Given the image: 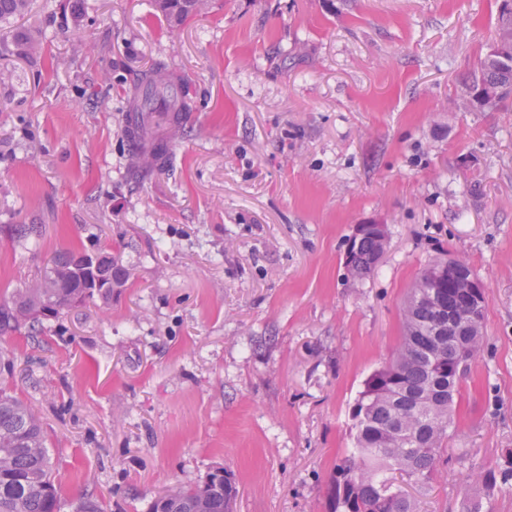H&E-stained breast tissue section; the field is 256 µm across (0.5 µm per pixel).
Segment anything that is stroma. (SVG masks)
Returning <instances> with one entry per match:
<instances>
[{
  "label": "stroma",
  "instance_id": "1",
  "mask_svg": "<svg viewBox=\"0 0 512 512\" xmlns=\"http://www.w3.org/2000/svg\"><path fill=\"white\" fill-rule=\"evenodd\" d=\"M497 7L211 0L172 28L154 0H31L0 21V298L62 250L108 248L131 274L110 303L0 336V389L41 419L58 512H150L218 470L235 512H331L349 409L444 253L485 286L484 342L447 466L409 491L461 512L463 476L512 451V109L462 107ZM157 64L185 109L137 181L126 105ZM364 222L389 247L358 278ZM367 235H372L378 241H380L383 245L387 244V231L386 227L383 224H378L375 222H366L363 224H358L354 234L351 236L347 243L346 253H345V263L348 269H352L355 264V254L359 247V244ZM376 254L373 248V244L370 238L366 237L362 241L360 248L358 250L356 256V267L355 273L358 277L368 276L370 275L376 267L379 265L380 261L376 263Z\"/></svg>",
  "mask_w": 512,
  "mask_h": 512
}]
</instances>
